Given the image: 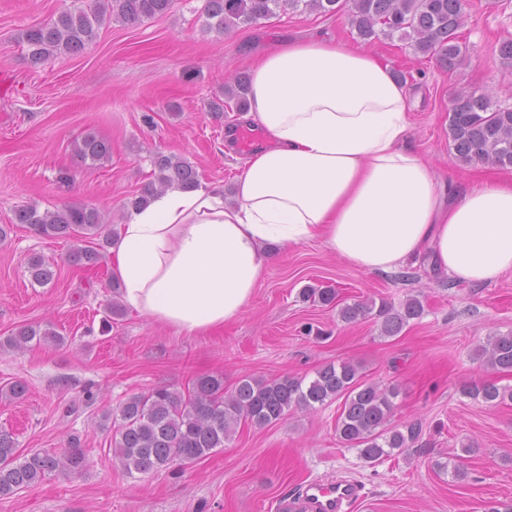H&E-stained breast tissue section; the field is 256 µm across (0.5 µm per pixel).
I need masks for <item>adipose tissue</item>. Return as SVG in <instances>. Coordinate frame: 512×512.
<instances>
[{
    "instance_id": "obj_1",
    "label": "adipose tissue",
    "mask_w": 512,
    "mask_h": 512,
    "mask_svg": "<svg viewBox=\"0 0 512 512\" xmlns=\"http://www.w3.org/2000/svg\"><path fill=\"white\" fill-rule=\"evenodd\" d=\"M410 98L387 61L333 39L288 40L257 57L246 118L263 145L232 201L200 186L129 210L110 263L124 303L208 333L245 312L268 245L315 239L366 272L423 260L488 284L512 271V178L439 181L409 140Z\"/></svg>"
}]
</instances>
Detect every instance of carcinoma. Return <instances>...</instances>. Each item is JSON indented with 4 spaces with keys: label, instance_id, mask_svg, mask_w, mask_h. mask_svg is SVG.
<instances>
[{
    "label": "carcinoma",
    "instance_id": "cac0c4a2",
    "mask_svg": "<svg viewBox=\"0 0 512 512\" xmlns=\"http://www.w3.org/2000/svg\"><path fill=\"white\" fill-rule=\"evenodd\" d=\"M340 0H206V26L219 34L241 25L270 18L285 9L300 12H334ZM172 0H95L93 8L66 9L47 24L30 27L21 34L32 64L54 55H77L97 37L108 18L126 25H138L146 19L165 14ZM352 22L358 38L372 41L380 37H398L411 43L414 50L431 54L448 68L464 60L459 43L463 23L462 0H350ZM248 79H237L224 95L235 101V108H248ZM448 139L456 158L464 165L481 163L512 167V108L494 104L490 95L471 91L458 94L448 113ZM109 142L88 134L75 144V152L84 160L98 162L108 158ZM154 179L139 194L126 202L142 207L150 199L172 188L192 189L198 185L194 165L182 158L158 153L153 158ZM14 220L36 234L49 238H74L82 233L99 234L106 223L103 210L89 205H69L40 210L35 205L15 209ZM109 239L93 246L77 248L70 258L77 264L94 266L102 257ZM54 264L41 256L28 260L32 280L45 286L55 277ZM303 296L323 304L335 302L334 288L303 290ZM424 311L420 299L410 297L396 308L357 303L345 305L340 316L347 322L372 312L382 319L387 337L400 334ZM33 341L61 343L57 332L38 325L22 326L8 337V346L22 350ZM474 359L483 367L512 372V333L494 334L474 351ZM462 392L495 405L512 400V388L493 381L465 385ZM397 388H383L363 379L359 366L342 361L328 364L305 381L298 377L257 379L245 377L227 391L221 376H201L185 390L157 388L129 396L104 419L112 420L113 457L128 474L148 475L166 466L202 459L224 447L243 425L258 428L270 425L296 410L313 411L343 399L336 424L340 440L359 450L369 462L390 457L408 447L420 433L416 424L402 432L392 425ZM87 465L83 451L74 444L64 452L50 454L18 452L11 434L0 430V497H10L43 482L57 470L82 472Z\"/></svg>",
    "mask_w": 512,
    "mask_h": 512
}]
</instances>
